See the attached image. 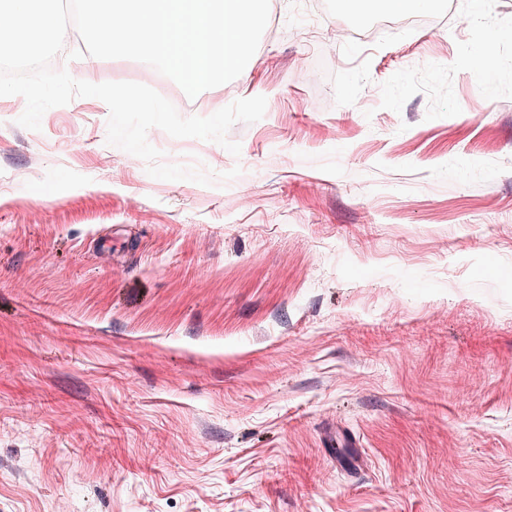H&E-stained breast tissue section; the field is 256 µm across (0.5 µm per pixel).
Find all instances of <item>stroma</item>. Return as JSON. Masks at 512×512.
<instances>
[{
	"instance_id": "stroma-1",
	"label": "stroma",
	"mask_w": 512,
	"mask_h": 512,
	"mask_svg": "<svg viewBox=\"0 0 512 512\" xmlns=\"http://www.w3.org/2000/svg\"><path fill=\"white\" fill-rule=\"evenodd\" d=\"M270 0L240 156L0 97V512H512V0L326 48ZM494 42V80L476 56ZM67 37L52 69L142 65Z\"/></svg>"
}]
</instances>
